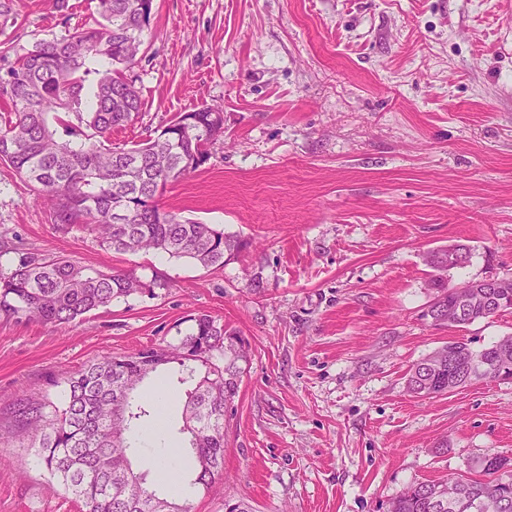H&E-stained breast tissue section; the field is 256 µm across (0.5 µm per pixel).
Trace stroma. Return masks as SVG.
I'll return each mask as SVG.
<instances>
[{
	"label": "stroma",
	"instance_id": "stroma-1",
	"mask_svg": "<svg viewBox=\"0 0 512 512\" xmlns=\"http://www.w3.org/2000/svg\"><path fill=\"white\" fill-rule=\"evenodd\" d=\"M97 0H0V45L97 19ZM134 71L144 106L113 144L213 105L224 135L161 199L247 246L204 268L103 251L59 232L37 190L0 164V225L81 265L166 275L86 321L0 315V512H80L5 410L108 354L177 342L206 313L250 363L224 417V477L193 512H386L407 486L512 457V381L432 398L406 373L444 343L512 336V310L426 318L429 253L466 247L449 285L512 279V0H155Z\"/></svg>",
	"mask_w": 512,
	"mask_h": 512
}]
</instances>
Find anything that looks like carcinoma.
<instances>
[{
  "label": "carcinoma",
  "mask_w": 512,
  "mask_h": 512,
  "mask_svg": "<svg viewBox=\"0 0 512 512\" xmlns=\"http://www.w3.org/2000/svg\"><path fill=\"white\" fill-rule=\"evenodd\" d=\"M154 0H98L99 20L73 32L17 50L0 48V98L10 107L0 127V162L49 197L54 224L65 233L86 224L100 244L116 252L153 251L187 258L208 268L222 266L246 247L238 236L212 224L181 219L160 206L173 184L211 158L224 136V112L202 106L179 112L131 146H112V130L142 111L138 76L132 69L144 55ZM0 269V313L62 325L107 309L134 294L157 296L167 282L157 276L83 266L54 253L15 247ZM429 256L436 271L429 283L435 302L426 315L448 316L455 294L448 266ZM191 331L176 344L111 354L53 381L64 398L31 391L9 410L15 428L37 449L49 479L74 497L85 512H191L186 498L159 488L182 482V470L137 471L133 459L141 436L165 426L142 385L160 378L173 398L185 397L173 453L189 462L192 485L208 491L224 475V415L238 394L249 363L241 332L209 314L192 319ZM456 360L489 361L495 344L479 351L469 343L446 344ZM416 397L448 392V371L422 358L406 375ZM443 480L412 484L389 512H512V459L485 456L463 476L460 497L451 505L434 498Z\"/></svg>",
  "instance_id": "obj_1"
}]
</instances>
